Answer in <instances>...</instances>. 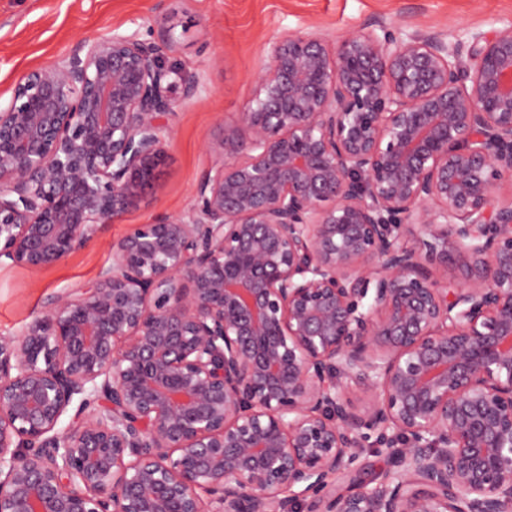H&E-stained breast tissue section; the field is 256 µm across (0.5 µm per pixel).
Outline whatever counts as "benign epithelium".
<instances>
[{
	"instance_id": "benign-epithelium-1",
	"label": "benign epithelium",
	"mask_w": 512,
	"mask_h": 512,
	"mask_svg": "<svg viewBox=\"0 0 512 512\" xmlns=\"http://www.w3.org/2000/svg\"><path fill=\"white\" fill-rule=\"evenodd\" d=\"M170 41L84 39L0 100V259L154 182ZM255 85L190 212L0 336V512H512V23L290 33ZM366 448L391 470L336 491Z\"/></svg>"
}]
</instances>
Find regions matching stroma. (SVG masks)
<instances>
[{
  "label": "stroma",
  "instance_id": "obj_1",
  "mask_svg": "<svg viewBox=\"0 0 512 512\" xmlns=\"http://www.w3.org/2000/svg\"><path fill=\"white\" fill-rule=\"evenodd\" d=\"M376 21L454 38L512 22V0H0L2 98L24 72L110 29L170 30L166 64L200 82L194 98L176 102L160 174L120 216L53 265L0 263V335H20L49 295L95 282L112 262L113 242L136 225L193 208L195 185L216 159L221 129L251 104L254 77L266 67L276 37L305 31L333 42Z\"/></svg>",
  "mask_w": 512,
  "mask_h": 512
}]
</instances>
